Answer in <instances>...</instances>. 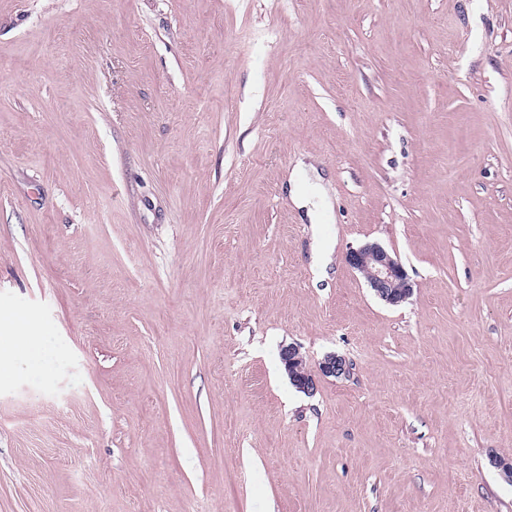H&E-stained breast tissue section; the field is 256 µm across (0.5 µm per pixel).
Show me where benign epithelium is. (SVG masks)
<instances>
[{"mask_svg": "<svg viewBox=\"0 0 512 512\" xmlns=\"http://www.w3.org/2000/svg\"><path fill=\"white\" fill-rule=\"evenodd\" d=\"M345 260L363 276L375 295L385 303L396 306L412 294L413 284L404 267L396 256L380 244L368 243L352 249L346 254ZM280 359L297 389L307 393L314 390L315 379L311 371L299 372L295 369V364L303 360L298 347H282ZM318 370L325 377L339 378L349 373L350 365L345 358L329 354L319 363Z\"/></svg>", "mask_w": 512, "mask_h": 512, "instance_id": "7a95c632", "label": "benign epithelium"}]
</instances>
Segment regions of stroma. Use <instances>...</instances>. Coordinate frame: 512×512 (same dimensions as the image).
<instances>
[{
	"mask_svg": "<svg viewBox=\"0 0 512 512\" xmlns=\"http://www.w3.org/2000/svg\"><path fill=\"white\" fill-rule=\"evenodd\" d=\"M0 310V512H512V0H0ZM305 164L300 162L288 176V186L290 199L293 204L300 209H306V215L309 218L313 228L318 224H324L325 216L331 210V203L324 195H318L315 201V195L310 193L305 187L303 176L305 174ZM345 260L358 271L375 295L396 306L412 294L413 284L395 255L378 243H368L350 250ZM280 359L285 371L290 376V379L297 389L307 393H310L314 390V376L311 374V371L306 369V364L302 361L303 357L297 346H283L280 350ZM297 362H300L298 368L301 371L306 369L304 372H299L295 369L294 366Z\"/></svg>",
	"mask_w": 512,
	"mask_h": 512,
	"instance_id": "35a3bbf8",
	"label": "stroma"
}]
</instances>
